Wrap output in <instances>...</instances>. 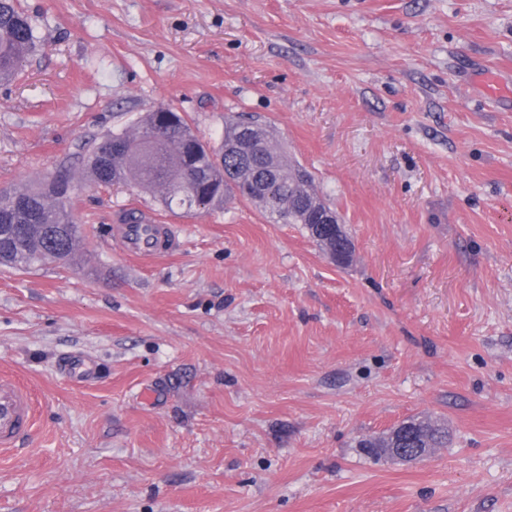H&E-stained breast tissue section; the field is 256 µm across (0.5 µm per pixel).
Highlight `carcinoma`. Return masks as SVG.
Returning a JSON list of instances; mask_svg holds the SVG:
<instances>
[{
	"label": "carcinoma",
	"instance_id": "carcinoma-1",
	"mask_svg": "<svg viewBox=\"0 0 512 512\" xmlns=\"http://www.w3.org/2000/svg\"><path fill=\"white\" fill-rule=\"evenodd\" d=\"M36 49L34 26L18 0H0V83L15 78ZM112 156L105 138L85 149L84 170L99 186L134 184L155 195L166 210L191 213L199 203L209 210L229 195L244 198L275 224H306L311 237L327 249L324 231L309 226V213L328 208L313 188L311 175L279 146L275 130L255 118L227 119L219 149L199 137L187 118L170 108L140 115L134 130L114 131ZM75 189L69 170L58 168L32 185L0 194V265L18 271L53 261L67 264L83 240L73 215ZM64 232L61 252L49 257V234ZM434 448L448 445V430L422 420Z\"/></svg>",
	"mask_w": 512,
	"mask_h": 512
}]
</instances>
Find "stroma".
<instances>
[{"label":"stroma","mask_w":512,"mask_h":512,"mask_svg":"<svg viewBox=\"0 0 512 512\" xmlns=\"http://www.w3.org/2000/svg\"><path fill=\"white\" fill-rule=\"evenodd\" d=\"M0 191L68 166V266L0 267V376L33 398L0 512H512V0H20ZM177 109L269 123L355 244L246 201L91 186L87 143ZM181 227L143 261L112 227ZM412 417L413 464L359 441ZM430 440L432 448L427 445H415L421 448H405V445L412 442L416 431L420 428L416 422L398 424L391 428L386 435V457L399 463H413L429 457L433 448H443L448 445V430L432 419H420Z\"/></svg>","instance_id":"35a3bbf8"}]
</instances>
